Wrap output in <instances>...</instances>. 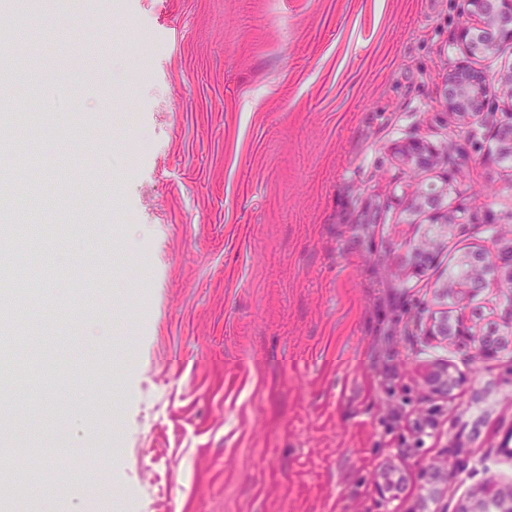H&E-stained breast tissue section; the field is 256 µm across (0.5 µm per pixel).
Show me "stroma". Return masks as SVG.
<instances>
[{"instance_id":"1","label":"stroma","mask_w":512,"mask_h":512,"mask_svg":"<svg viewBox=\"0 0 512 512\" xmlns=\"http://www.w3.org/2000/svg\"><path fill=\"white\" fill-rule=\"evenodd\" d=\"M473 23L459 0H0V356L44 368L0 379V447L85 457L6 512H455L512 487V353L425 337L459 257L512 226V99L446 103L456 65L512 73V44L457 41ZM418 186L465 221L416 273ZM460 377L449 371L447 364H433L428 371V384L437 392L448 394V390L452 389L458 382ZM490 494H495L504 499V508L501 511L512 510V488L508 491H502L496 488L493 483L487 482L472 493V496L455 510V512H483V503L489 498Z\"/></svg>"}]
</instances>
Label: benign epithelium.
I'll use <instances>...</instances> for the list:
<instances>
[{
    "label": "benign epithelium",
    "mask_w": 512,
    "mask_h": 512,
    "mask_svg": "<svg viewBox=\"0 0 512 512\" xmlns=\"http://www.w3.org/2000/svg\"><path fill=\"white\" fill-rule=\"evenodd\" d=\"M464 13L477 17L476 27H464L458 33V41L471 55L487 54L495 47L512 42V0H461ZM495 81L486 72L464 65L455 67L448 74L446 99L455 112L466 115L477 113L484 107ZM498 155L512 154V122L500 125L497 130ZM436 153L421 142L413 143L409 160L418 167H426L435 160ZM443 191L430 188L419 189L411 196L409 205L414 210L428 211L432 224L426 234L409 246L407 264L420 271L434 258L440 240L447 236L448 228L460 224L463 217L450 214L441 205ZM493 247L465 252L459 262L468 268V275L456 284L449 278L442 290L455 298L459 311L456 316L434 320L426 331L429 340L457 339L467 342L473 356L490 358L512 348V322L505 331L485 330L477 332L469 322V305L486 291L507 290L504 298L509 316L512 317V243H503L501 226L489 227ZM459 382V377L449 371L443 363L434 364L428 371V384L437 391L446 393ZM448 473V460H432L423 468L426 484L431 486L439 476ZM495 494L504 499V510L512 512V488L503 491L494 484H483L455 512H483V503Z\"/></svg>",
    "instance_id": "7a95c632"
}]
</instances>
